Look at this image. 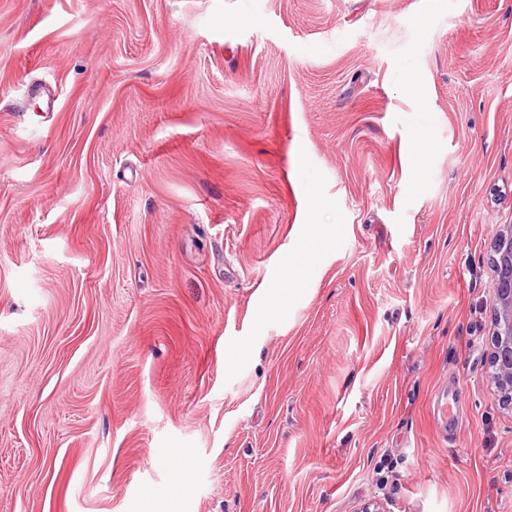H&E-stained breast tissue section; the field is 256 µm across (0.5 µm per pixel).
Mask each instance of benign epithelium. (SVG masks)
Masks as SVG:
<instances>
[{
    "instance_id": "1",
    "label": "benign epithelium",
    "mask_w": 512,
    "mask_h": 512,
    "mask_svg": "<svg viewBox=\"0 0 512 512\" xmlns=\"http://www.w3.org/2000/svg\"><path fill=\"white\" fill-rule=\"evenodd\" d=\"M493 330L489 368L499 402L512 411V225L505 224L492 247Z\"/></svg>"
}]
</instances>
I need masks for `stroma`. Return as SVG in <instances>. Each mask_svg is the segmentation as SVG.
<instances>
[{"label":"stroma","mask_w":512,"mask_h":512,"mask_svg":"<svg viewBox=\"0 0 512 512\" xmlns=\"http://www.w3.org/2000/svg\"><path fill=\"white\" fill-rule=\"evenodd\" d=\"M505 224L512 0H0V512H512ZM492 247L493 330L489 368L499 402L512 413V225H502ZM288 309L285 293L280 288H270L266 292L265 306L260 314V319L278 317L284 315Z\"/></svg>","instance_id":"1"}]
</instances>
